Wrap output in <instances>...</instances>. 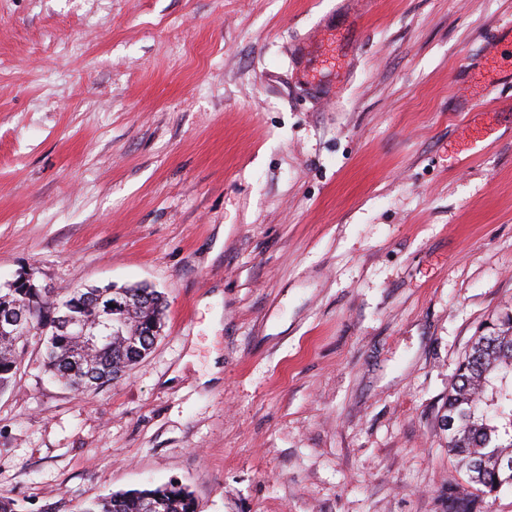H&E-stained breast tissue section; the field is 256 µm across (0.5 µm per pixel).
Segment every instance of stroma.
<instances>
[{"instance_id": "1", "label": "stroma", "mask_w": 512, "mask_h": 512, "mask_svg": "<svg viewBox=\"0 0 512 512\" xmlns=\"http://www.w3.org/2000/svg\"><path fill=\"white\" fill-rule=\"evenodd\" d=\"M146 284L81 395L33 336L0 491L80 512H443L441 423L512 316V0H0V283ZM193 492L178 481L154 488L113 492L86 506L82 512H196Z\"/></svg>"}]
</instances>
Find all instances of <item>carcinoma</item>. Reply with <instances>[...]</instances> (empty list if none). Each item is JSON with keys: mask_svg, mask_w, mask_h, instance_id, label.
Instances as JSON below:
<instances>
[{"mask_svg": "<svg viewBox=\"0 0 512 512\" xmlns=\"http://www.w3.org/2000/svg\"><path fill=\"white\" fill-rule=\"evenodd\" d=\"M118 302L115 311L109 304ZM166 310L165 296L146 285L70 288L59 291L17 276L0 285V317L14 327L0 332V388L16 376L28 336L43 337V365L51 379L87 392L128 374L153 348ZM124 319L121 330L99 339L95 332L112 317ZM88 327L89 335L71 332L68 320ZM448 455L465 476L448 495L445 512H482L487 499L507 485L498 464L512 462V317L493 323L459 363L448 389ZM82 512H197L193 492L169 481L154 488L119 491L86 506Z\"/></svg>", "mask_w": 512, "mask_h": 512, "instance_id": "1", "label": "carcinoma"}]
</instances>
